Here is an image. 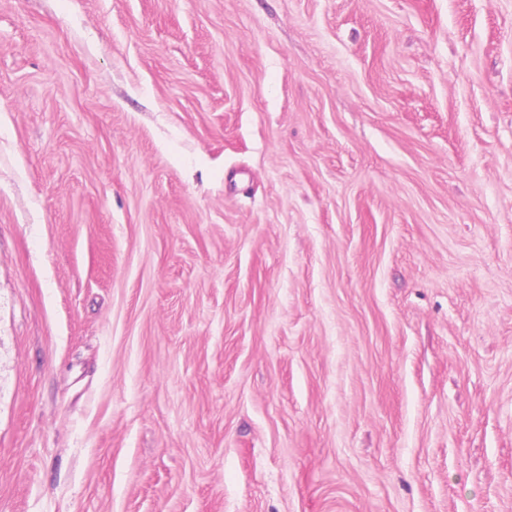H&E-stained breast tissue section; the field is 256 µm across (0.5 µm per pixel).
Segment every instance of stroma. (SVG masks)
Listing matches in <instances>:
<instances>
[{
    "label": "stroma",
    "mask_w": 512,
    "mask_h": 512,
    "mask_svg": "<svg viewBox=\"0 0 512 512\" xmlns=\"http://www.w3.org/2000/svg\"><path fill=\"white\" fill-rule=\"evenodd\" d=\"M0 512H512V0H0Z\"/></svg>",
    "instance_id": "1"
}]
</instances>
